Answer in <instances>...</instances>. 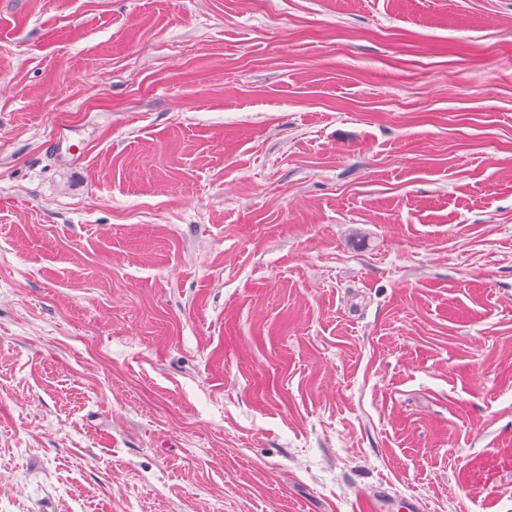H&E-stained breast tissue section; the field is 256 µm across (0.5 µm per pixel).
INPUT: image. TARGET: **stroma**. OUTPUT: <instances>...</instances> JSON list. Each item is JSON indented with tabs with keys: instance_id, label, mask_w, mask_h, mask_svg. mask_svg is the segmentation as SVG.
Returning <instances> with one entry per match:
<instances>
[{
	"instance_id": "35a3bbf8",
	"label": "stroma",
	"mask_w": 512,
	"mask_h": 512,
	"mask_svg": "<svg viewBox=\"0 0 512 512\" xmlns=\"http://www.w3.org/2000/svg\"><path fill=\"white\" fill-rule=\"evenodd\" d=\"M512 512V0H0V512ZM422 512V505L414 500L395 502L389 495H375L363 503L362 510L365 512Z\"/></svg>"
}]
</instances>
